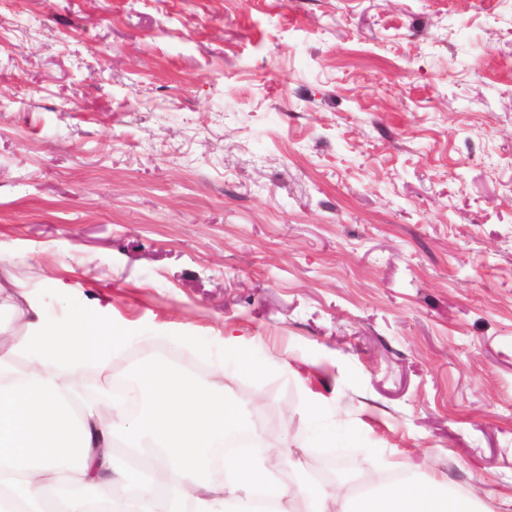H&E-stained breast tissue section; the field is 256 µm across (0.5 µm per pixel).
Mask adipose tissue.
<instances>
[{
  "mask_svg": "<svg viewBox=\"0 0 512 512\" xmlns=\"http://www.w3.org/2000/svg\"><path fill=\"white\" fill-rule=\"evenodd\" d=\"M12 296L17 321L0 325V502L20 512H225L231 502L252 512L261 496L275 512H293L297 499L308 512H478L472 494L444 478L350 490L315 480L290 485L279 473L294 463L280 448L235 456L215 481L210 448L251 430L223 373L204 385L166 361H148L137 370L136 413L105 387V411L75 412L79 377L92 367L109 376L120 331L103 312L57 321L24 288ZM119 433L141 465L116 470Z\"/></svg>",
  "mask_w": 512,
  "mask_h": 512,
  "instance_id": "1",
  "label": "adipose tissue"
}]
</instances>
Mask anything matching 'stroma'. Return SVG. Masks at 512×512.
<instances>
[{"label": "stroma", "mask_w": 512, "mask_h": 512, "mask_svg": "<svg viewBox=\"0 0 512 512\" xmlns=\"http://www.w3.org/2000/svg\"><path fill=\"white\" fill-rule=\"evenodd\" d=\"M0 282L106 307L115 375L223 370L293 459L496 512L512 0H0Z\"/></svg>", "instance_id": "1"}]
</instances>
